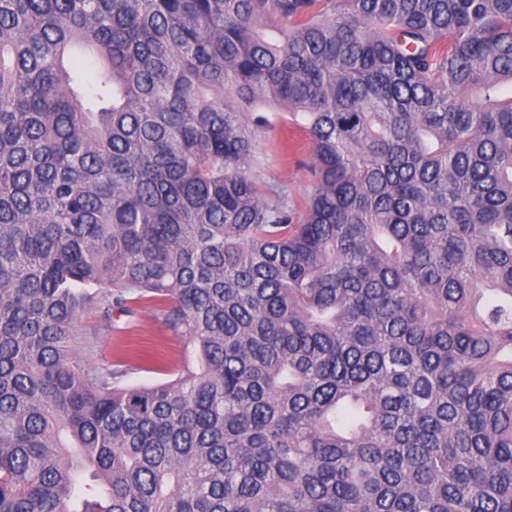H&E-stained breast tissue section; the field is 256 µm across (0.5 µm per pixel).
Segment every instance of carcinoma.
I'll use <instances>...</instances> for the list:
<instances>
[{"mask_svg": "<svg viewBox=\"0 0 512 512\" xmlns=\"http://www.w3.org/2000/svg\"><path fill=\"white\" fill-rule=\"evenodd\" d=\"M504 83L512 0H0V512H512ZM274 128L266 134L257 161L251 168L252 177L261 186L283 185L288 196L300 206L306 197L311 162V146L305 132L295 128L285 111L266 112ZM288 141V151L283 143ZM135 309L133 317L114 315L111 327L99 322L97 309L84 314L82 328L101 325L94 344L97 359L135 366L125 377V385L152 386L173 380L184 363L193 357L190 348L161 326L153 302L142 301ZM141 350L154 354L158 362H143L138 356Z\"/></svg>", "mask_w": 512, "mask_h": 512, "instance_id": "obj_1", "label": "carcinoma"}]
</instances>
